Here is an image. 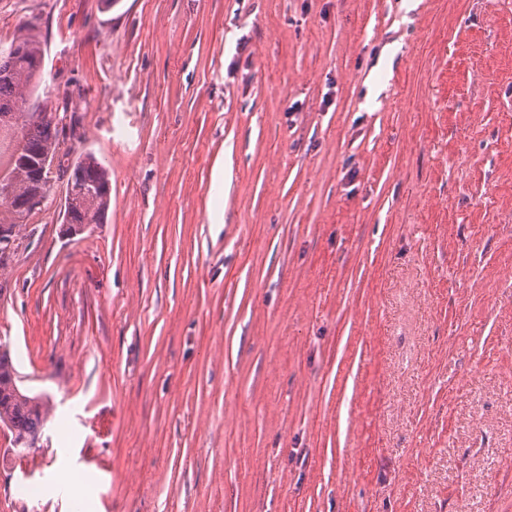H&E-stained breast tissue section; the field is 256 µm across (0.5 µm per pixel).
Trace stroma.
I'll return each instance as SVG.
<instances>
[{
	"label": "stroma",
	"instance_id": "stroma-1",
	"mask_svg": "<svg viewBox=\"0 0 512 512\" xmlns=\"http://www.w3.org/2000/svg\"><path fill=\"white\" fill-rule=\"evenodd\" d=\"M30 28L111 200L64 235L52 171L0 268L51 405L0 512H512V0H0Z\"/></svg>",
	"mask_w": 512,
	"mask_h": 512
}]
</instances>
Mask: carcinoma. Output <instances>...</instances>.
<instances>
[{
  "label": "carcinoma",
  "mask_w": 512,
  "mask_h": 512,
  "mask_svg": "<svg viewBox=\"0 0 512 512\" xmlns=\"http://www.w3.org/2000/svg\"><path fill=\"white\" fill-rule=\"evenodd\" d=\"M14 53L0 55V115L11 114V124L21 127L26 146L54 160L60 150V130L50 112H26L25 91L36 81L43 50L34 35L12 41ZM10 178L20 197H33L47 190L48 181L38 171L18 160L10 161ZM67 185L94 188L90 200H68L65 221L69 224H101L110 205L108 169L91 153L67 166ZM46 422L43 399L23 392L9 345L0 343V425L7 428L16 447L24 448L40 438Z\"/></svg>",
  "instance_id": "carcinoma-1"
}]
</instances>
